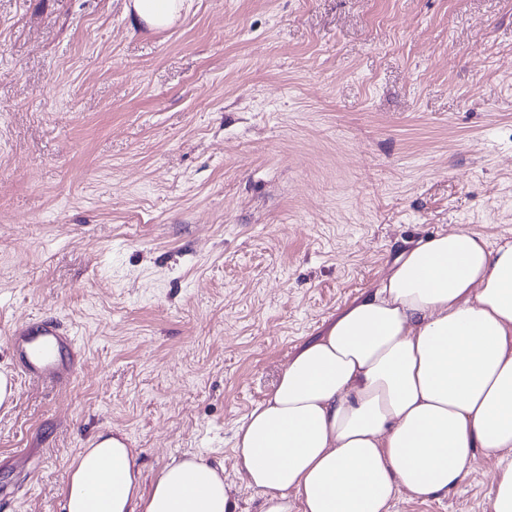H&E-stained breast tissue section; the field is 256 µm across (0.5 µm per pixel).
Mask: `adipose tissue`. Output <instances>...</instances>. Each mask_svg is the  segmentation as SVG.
<instances>
[{"mask_svg":"<svg viewBox=\"0 0 512 512\" xmlns=\"http://www.w3.org/2000/svg\"><path fill=\"white\" fill-rule=\"evenodd\" d=\"M186 0H132L174 24ZM261 512H390L398 489L428 499L497 457L493 512H512V240L436 234L400 254L375 291L284 368L237 428ZM66 512H235L223 466L192 456L144 487L120 436L82 449Z\"/></svg>","mask_w":512,"mask_h":512,"instance_id":"obj_1","label":"adipose tissue"}]
</instances>
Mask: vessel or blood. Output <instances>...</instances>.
I'll list each match as a JSON object with an SVG mask.
<instances>
[{"label": "vessel or blood", "instance_id": "obj_1", "mask_svg": "<svg viewBox=\"0 0 512 512\" xmlns=\"http://www.w3.org/2000/svg\"><path fill=\"white\" fill-rule=\"evenodd\" d=\"M15 368L31 381L61 385L78 373L76 338L55 319L22 323L11 330Z\"/></svg>", "mask_w": 512, "mask_h": 512}]
</instances>
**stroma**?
Wrapping results in <instances>:
<instances>
[{
  "mask_svg": "<svg viewBox=\"0 0 512 512\" xmlns=\"http://www.w3.org/2000/svg\"><path fill=\"white\" fill-rule=\"evenodd\" d=\"M128 3L0 0V371L22 322L81 350L0 407V512H64L103 427L260 512L234 433L288 361L419 241L512 239V0ZM497 468L391 512H493ZM187 0H133L128 11L135 20L145 22L155 28L168 27L180 17Z\"/></svg>",
  "mask_w": 512,
  "mask_h": 512,
  "instance_id": "obj_1",
  "label": "stroma"
}]
</instances>
